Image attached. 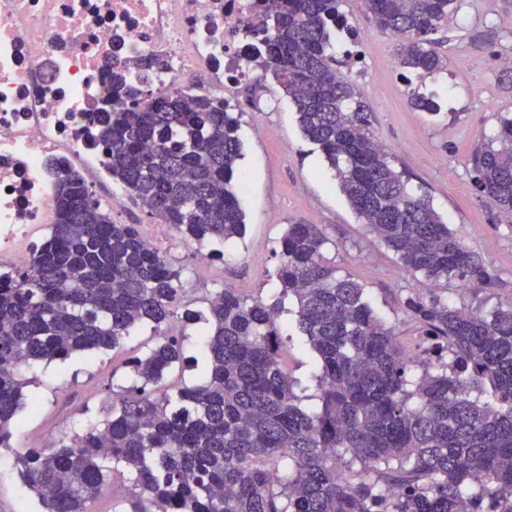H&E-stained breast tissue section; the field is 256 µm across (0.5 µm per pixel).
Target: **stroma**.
<instances>
[{"mask_svg":"<svg viewBox=\"0 0 512 512\" xmlns=\"http://www.w3.org/2000/svg\"><path fill=\"white\" fill-rule=\"evenodd\" d=\"M342 10L358 36L364 57L343 62L341 71L357 85L370 107L372 131L406 170L411 185L428 195L455 236L478 254L491 284L449 285L446 298L457 306L488 312L512 304V211L479 193L469 173L474 149L497 134L498 113H512V85L502 79L498 57L512 56V0H457L435 38L443 69L405 82L396 41L367 18L363 0H343ZM491 32L488 44L473 36ZM434 96L438 113L414 110L410 88ZM239 173L248 188L241 198L246 215L243 238L227 245L222 257L199 264L193 246L180 233L160 239L158 250L182 268L185 296L192 309L213 292L229 287L270 302L278 294L280 238L289 220L315 224L328 239L325 255L340 275L358 281L375 312L392 326L408 349L421 346L407 314L409 298L425 295L422 279L400 265L394 253L371 233L339 189L335 172L317 144L303 134L294 105L270 78L240 87ZM285 358L293 376L308 380L316 355L303 339L294 316L280 319ZM154 342L149 328L134 330L115 350L40 363L28 372L37 413H22L13 427V452L0 454V512H40L21 483L14 451L44 447L81 431L98 417L113 368L142 355Z\"/></svg>","mask_w":512,"mask_h":512,"instance_id":"stroma-1","label":"stroma"}]
</instances>
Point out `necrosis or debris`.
Masks as SVG:
<instances>
[{"label":"necrosis or debris","instance_id":"1","mask_svg":"<svg viewBox=\"0 0 512 512\" xmlns=\"http://www.w3.org/2000/svg\"><path fill=\"white\" fill-rule=\"evenodd\" d=\"M269 0H0V270L27 261L56 221L58 178L107 180L97 120L110 77L232 99L258 72L252 18Z\"/></svg>","mask_w":512,"mask_h":512}]
</instances>
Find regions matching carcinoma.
Listing matches in <instances>:
<instances>
[{
  "label": "carcinoma",
  "instance_id": "cac0c4a2",
  "mask_svg": "<svg viewBox=\"0 0 512 512\" xmlns=\"http://www.w3.org/2000/svg\"><path fill=\"white\" fill-rule=\"evenodd\" d=\"M457 0H365L375 27L399 40L398 63L422 77L443 67L431 38ZM342 0H271L252 30L254 61L296 108L339 188L430 296L408 308L431 353L453 368L406 358L365 288L338 274L315 224L291 220L280 242L271 304L234 288L186 319L205 325L201 382L161 385L184 368L174 330L185 289L134 224H114L76 171L60 179L56 223L15 275H0V449L26 402L24 371L42 361L117 348L138 325L155 344L124 362L136 376L108 387L100 420L53 450L15 453L22 483L43 512H89L123 466L131 485L118 512H512V304L484 313L442 299L448 285L487 282L479 258L429 199L412 193L371 131V112L336 68L332 33L347 29ZM126 102L98 120L112 179L185 241L217 253L244 236L239 121L224 99L154 94L112 74ZM411 106L436 111L410 91ZM471 156L477 190L512 210V114ZM295 301L318 359L315 392H295L279 317ZM452 373H447V370ZM489 389L492 400L472 398ZM305 399L315 401L302 406ZM402 489L387 503L390 487Z\"/></svg>",
  "mask_w": 512,
  "mask_h": 512
}]
</instances>
